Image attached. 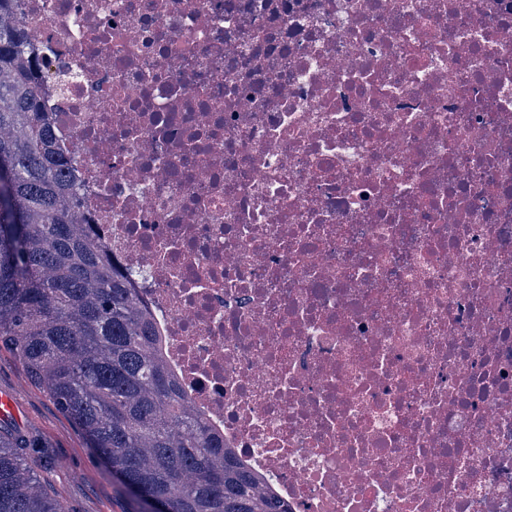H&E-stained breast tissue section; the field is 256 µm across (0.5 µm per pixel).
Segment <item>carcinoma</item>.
I'll list each match as a JSON object with an SVG mask.
<instances>
[{"instance_id": "cac0c4a2", "label": "carcinoma", "mask_w": 512, "mask_h": 512, "mask_svg": "<svg viewBox=\"0 0 512 512\" xmlns=\"http://www.w3.org/2000/svg\"><path fill=\"white\" fill-rule=\"evenodd\" d=\"M11 2L0 0V342L143 500L166 512H288L179 388L148 307L78 222ZM24 447L0 428V512H61Z\"/></svg>"}]
</instances>
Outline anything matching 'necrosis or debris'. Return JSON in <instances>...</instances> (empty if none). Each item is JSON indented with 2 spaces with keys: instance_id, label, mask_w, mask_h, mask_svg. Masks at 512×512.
I'll list each match as a JSON object with an SVG mask.
<instances>
[{
  "instance_id": "obj_1",
  "label": "necrosis or debris",
  "mask_w": 512,
  "mask_h": 512,
  "mask_svg": "<svg viewBox=\"0 0 512 512\" xmlns=\"http://www.w3.org/2000/svg\"><path fill=\"white\" fill-rule=\"evenodd\" d=\"M79 213L290 512H512V0H14Z\"/></svg>"
}]
</instances>
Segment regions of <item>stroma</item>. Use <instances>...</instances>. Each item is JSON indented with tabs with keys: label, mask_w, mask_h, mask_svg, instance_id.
I'll list each match as a JSON object with an SVG mask.
<instances>
[{
	"label": "stroma",
	"mask_w": 512,
	"mask_h": 512,
	"mask_svg": "<svg viewBox=\"0 0 512 512\" xmlns=\"http://www.w3.org/2000/svg\"><path fill=\"white\" fill-rule=\"evenodd\" d=\"M13 403L12 416L0 427L19 431L48 494L68 512H139L140 505L108 472L104 461L88 447L73 421L31 382L8 345L0 344V394Z\"/></svg>",
	"instance_id": "35a3bbf8"
}]
</instances>
